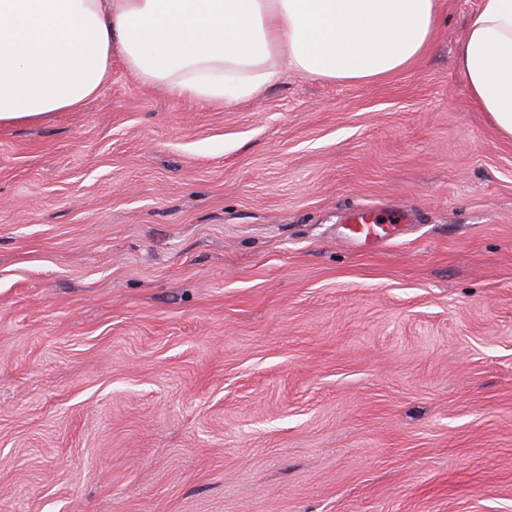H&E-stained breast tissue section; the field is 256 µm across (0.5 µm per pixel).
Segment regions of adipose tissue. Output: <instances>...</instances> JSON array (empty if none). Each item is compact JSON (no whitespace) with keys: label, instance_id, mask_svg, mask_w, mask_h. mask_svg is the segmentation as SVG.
I'll use <instances>...</instances> for the list:
<instances>
[{"label":"adipose tissue","instance_id":"ef3b65f1","mask_svg":"<svg viewBox=\"0 0 512 512\" xmlns=\"http://www.w3.org/2000/svg\"><path fill=\"white\" fill-rule=\"evenodd\" d=\"M438 0H0V125L75 112L120 55L146 84L226 105L283 72L360 82L427 48ZM459 65L512 137V0H481Z\"/></svg>","mask_w":512,"mask_h":512}]
</instances>
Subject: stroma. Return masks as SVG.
Returning <instances> with one entry per match:
<instances>
[{"label": "stroma", "instance_id": "stroma-1", "mask_svg": "<svg viewBox=\"0 0 512 512\" xmlns=\"http://www.w3.org/2000/svg\"><path fill=\"white\" fill-rule=\"evenodd\" d=\"M439 0L371 82L226 106L120 55L0 127V512H512V139ZM411 220L344 239L345 215Z\"/></svg>", "mask_w": 512, "mask_h": 512}]
</instances>
